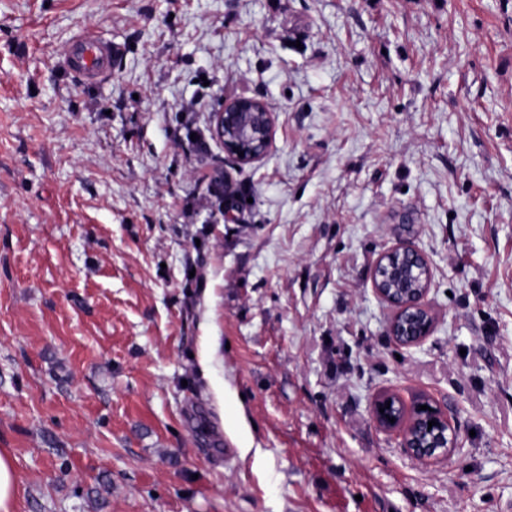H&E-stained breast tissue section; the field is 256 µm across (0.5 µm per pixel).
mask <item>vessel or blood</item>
I'll return each mask as SVG.
<instances>
[{"label":"vessel or blood","mask_w":512,"mask_h":512,"mask_svg":"<svg viewBox=\"0 0 512 512\" xmlns=\"http://www.w3.org/2000/svg\"><path fill=\"white\" fill-rule=\"evenodd\" d=\"M120 54L119 44L94 34L77 37L64 48V59L70 73L88 84L109 79Z\"/></svg>","instance_id":"b4317fda"}]
</instances>
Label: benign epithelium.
<instances>
[{
    "label": "benign epithelium",
    "mask_w": 512,
    "mask_h": 512,
    "mask_svg": "<svg viewBox=\"0 0 512 512\" xmlns=\"http://www.w3.org/2000/svg\"><path fill=\"white\" fill-rule=\"evenodd\" d=\"M274 126V113L265 101L240 97L224 103V107L214 113L212 130L229 157L240 165H250L271 149ZM241 151L244 152L242 157L239 156ZM430 282L427 257L409 244L388 249L377 261L373 288L376 295L394 309L389 332L403 346L420 343L432 329L433 316L424 303ZM389 402L403 407L399 398L390 392L378 394L372 402L371 415L379 428L399 433L403 447L421 462L434 463L450 456L456 447V430L439 406L427 401L426 410L416 405L410 414L404 410L397 414L387 408ZM431 420L436 425L428 426Z\"/></svg>",
    "instance_id": "obj_1"
}]
</instances>
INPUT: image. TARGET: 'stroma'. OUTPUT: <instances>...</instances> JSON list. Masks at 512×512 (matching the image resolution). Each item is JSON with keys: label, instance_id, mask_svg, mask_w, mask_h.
Returning a JSON list of instances; mask_svg holds the SVG:
<instances>
[{"label": "stroma", "instance_id": "35a3bbf8", "mask_svg": "<svg viewBox=\"0 0 512 512\" xmlns=\"http://www.w3.org/2000/svg\"><path fill=\"white\" fill-rule=\"evenodd\" d=\"M238 97L275 114L251 166L211 132ZM401 243L409 347L372 286ZM384 391L448 413V459ZM0 448L15 512L512 502V0H0ZM70 73L82 83H100L112 77L121 54L119 44L87 34L71 40L64 48ZM410 269H413L414 277L418 274L419 281L408 287ZM430 282L429 261L412 245H396L385 251L377 261L372 278L373 288L376 295L394 309L389 332L403 346L420 343L432 329L433 316L424 303ZM396 285L402 290L394 295L397 288L392 287ZM387 402H390V408H387ZM392 403L402 408L400 414L390 412ZM421 405H427L428 409L419 410ZM380 408H384V413L379 412ZM415 413L419 415L415 416ZM371 415L382 430L399 433L403 447L421 462L434 463L446 459L456 447V430L451 419L439 406L429 401L416 404L407 415L403 404L395 394L382 392L372 402ZM386 415H389V418H395V422L391 423ZM431 420H435L436 425L428 429V421ZM418 421L424 426V431L430 438L428 442H425L421 435H416Z\"/></svg>", "mask_w": 512, "mask_h": 512}]
</instances>
